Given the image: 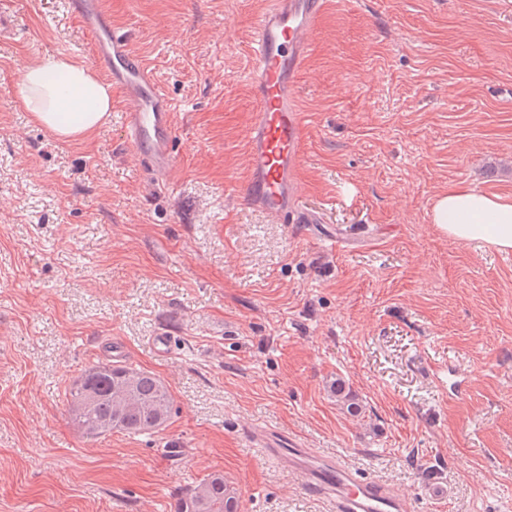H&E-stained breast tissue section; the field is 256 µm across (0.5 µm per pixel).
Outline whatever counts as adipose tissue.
<instances>
[{
  "mask_svg": "<svg viewBox=\"0 0 512 512\" xmlns=\"http://www.w3.org/2000/svg\"><path fill=\"white\" fill-rule=\"evenodd\" d=\"M19 94L34 121L63 141L88 137L112 110L111 84L64 54L25 67ZM433 222L453 241L512 250L510 197L452 186L435 201Z\"/></svg>",
  "mask_w": 512,
  "mask_h": 512,
  "instance_id": "1",
  "label": "adipose tissue"
}]
</instances>
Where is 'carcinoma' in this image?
<instances>
[{"label":"carcinoma","instance_id":"carcinoma-1","mask_svg":"<svg viewBox=\"0 0 512 512\" xmlns=\"http://www.w3.org/2000/svg\"><path fill=\"white\" fill-rule=\"evenodd\" d=\"M132 379V404L121 410L111 395L115 382ZM66 404L73 424L88 440L94 426L131 435L157 430L155 422L166 423L172 415L173 399L169 388L155 374L123 365L100 363L84 371L69 385ZM236 492L221 473H211L178 495L175 512H237Z\"/></svg>","mask_w":512,"mask_h":512}]
</instances>
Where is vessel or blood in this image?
Instances as JSON below:
<instances>
[{"mask_svg": "<svg viewBox=\"0 0 512 512\" xmlns=\"http://www.w3.org/2000/svg\"><path fill=\"white\" fill-rule=\"evenodd\" d=\"M93 42V61L109 71L126 101L127 143L158 175L176 165L174 108L143 60L129 48L125 32L113 27L98 0H71ZM325 0H269L254 21L249 83L255 110L247 134L249 176L240 190L244 202L284 224H315L305 206L298 171L303 162L304 123L297 80L317 30ZM255 438L265 455L304 478L306 491L328 501L333 512H413L410 500L384 484L361 477L344 460L306 448L296 439L280 444L265 431Z\"/></svg>", "mask_w": 512, "mask_h": 512, "instance_id": "obj_1", "label": "vessel or blood"}]
</instances>
